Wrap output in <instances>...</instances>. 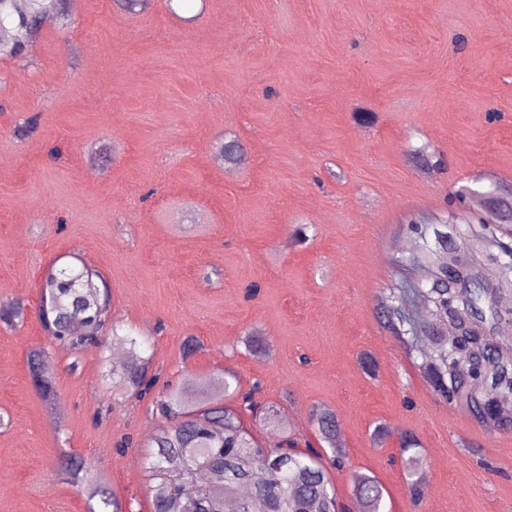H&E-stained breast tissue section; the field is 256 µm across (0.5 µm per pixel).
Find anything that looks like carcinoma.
Returning <instances> with one entry per match:
<instances>
[{
    "mask_svg": "<svg viewBox=\"0 0 512 512\" xmlns=\"http://www.w3.org/2000/svg\"><path fill=\"white\" fill-rule=\"evenodd\" d=\"M62 14L63 0H0V34L7 39L0 55L13 56L36 38V18ZM475 228L471 249L460 252L452 244L456 217L440 225L412 224L418 250L401 260L400 268L408 273L416 264L431 267L427 286L411 291L430 318L409 319L401 301L403 287L392 293L395 304L383 318L408 352L421 358L425 380L439 400L459 407L482 427L511 432L512 345L499 340L497 329L512 326V237L493 219ZM487 264L502 265L490 281L480 278ZM97 278L84 263L48 270L38 308L47 335L72 349L104 347L99 334L111 321V301ZM25 311L21 298L1 302L0 322L16 326ZM422 336L430 337L431 345L422 347ZM113 338L127 344V359L112 365V378L137 399L152 396L153 410L164 420L150 438L152 512H225V499L233 496L236 512H340L329 468L342 467L346 450L336 441L338 421L332 410L312 412L324 448L300 450L288 438L263 446L244 421L249 413L270 428L279 422V410L271 407L258 417L255 395L260 383L240 393L237 408L224 403L231 388L226 378L211 389L190 381L154 395L156 377L148 375L149 361L138 342L116 334ZM413 446L408 441L401 453L407 455L409 494L418 501L424 487ZM59 467L99 500L98 509L90 512H122L108 482L86 461L64 456ZM352 483L356 512H387L384 488L376 477L355 473Z\"/></svg>",
    "mask_w": 512,
    "mask_h": 512,
    "instance_id": "carcinoma-1",
    "label": "carcinoma"
}]
</instances>
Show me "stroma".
<instances>
[{
	"label": "stroma",
	"mask_w": 512,
	"mask_h": 512,
	"mask_svg": "<svg viewBox=\"0 0 512 512\" xmlns=\"http://www.w3.org/2000/svg\"><path fill=\"white\" fill-rule=\"evenodd\" d=\"M68 6V22L44 17L25 52L0 57V301L28 304L22 324L0 323V512H89L64 455L103 473L124 512H152L144 445L160 421L112 385L118 334L145 340L160 384L260 382L258 401L281 410L260 442L315 441L313 409L333 410L346 512L355 471L378 479L388 512H512V432L437 399L383 323L392 260L417 248L411 219L447 216L468 187L474 216L491 218V187L512 202V0ZM29 117L36 132L15 137ZM298 227L305 240L287 245ZM74 256L110 287L101 349L63 347L39 322L43 272ZM40 347L50 410L29 366ZM408 481V491L414 501L420 500L424 496L423 479L419 473V460L416 452L408 455L405 460Z\"/></svg>",
	"instance_id": "35a3bbf8"
}]
</instances>
